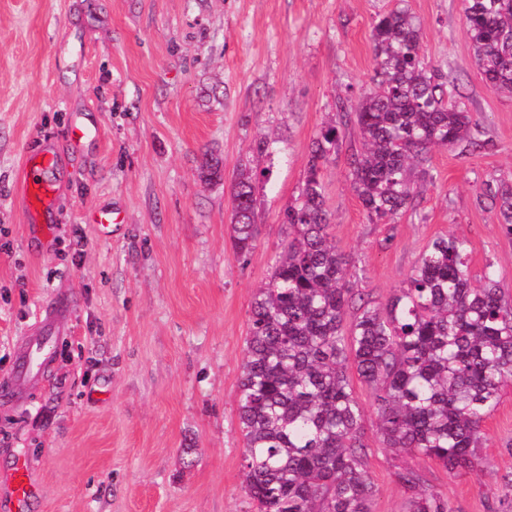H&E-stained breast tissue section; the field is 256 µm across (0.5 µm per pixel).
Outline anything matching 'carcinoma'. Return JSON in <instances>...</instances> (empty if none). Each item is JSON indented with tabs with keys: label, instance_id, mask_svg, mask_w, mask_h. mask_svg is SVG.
I'll return each instance as SVG.
<instances>
[{
	"label": "carcinoma",
	"instance_id": "cac0c4a2",
	"mask_svg": "<svg viewBox=\"0 0 512 512\" xmlns=\"http://www.w3.org/2000/svg\"><path fill=\"white\" fill-rule=\"evenodd\" d=\"M463 34L487 86L512 93V0H465ZM421 40L406 8L373 25L377 80L357 103L338 100L339 120L313 139L304 185L283 213L290 237L254 296L238 419L243 490L257 512H373L351 367L373 390L382 447L428 457L450 475L487 474L482 423L512 379V295L489 270L474 284L466 240L442 235L405 287L370 305L333 242L321 179L354 125V191L372 222L388 224L414 208L412 166L434 148L480 145L476 120L425 64ZM255 180L246 165L233 185L234 244L244 259L257 240ZM485 193L512 238V184H488ZM396 478L411 491L402 512H453L419 471L405 467Z\"/></svg>",
	"mask_w": 512,
	"mask_h": 512
}]
</instances>
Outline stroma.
<instances>
[{"instance_id":"1","label":"stroma","mask_w":512,"mask_h":512,"mask_svg":"<svg viewBox=\"0 0 512 512\" xmlns=\"http://www.w3.org/2000/svg\"><path fill=\"white\" fill-rule=\"evenodd\" d=\"M402 7L421 23L425 63L454 83L487 145L432 150L415 209L393 224L368 220L340 151L322 170L336 246L375 306L448 233L467 240L473 276L492 269L512 293V239L484 194L512 182V95L491 91L475 66L463 0H0V375L46 300L72 304L48 376L0 405L1 502L24 460L39 489L29 512H255L238 425L254 293L288 240L282 214L312 140L338 120V99L372 87V27ZM75 123L87 131L77 141ZM265 136L271 173L256 180L258 236L243 259L231 184ZM47 143L64 160L48 176L59 232L39 241L17 181ZM208 154L223 178L202 180ZM103 208L117 217L108 237L95 222ZM351 384L375 512H400L403 466L453 512H512V380L482 425L483 478L381 447L373 393Z\"/></svg>"}]
</instances>
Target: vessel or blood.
Masks as SVG:
<instances>
[{"label": "vessel or blood", "mask_w": 512, "mask_h": 512, "mask_svg": "<svg viewBox=\"0 0 512 512\" xmlns=\"http://www.w3.org/2000/svg\"><path fill=\"white\" fill-rule=\"evenodd\" d=\"M59 165L58 155L49 148L42 149L38 156L26 159L20 188L29 213L50 206L53 186L45 175ZM69 310L70 301L65 297L53 298L44 304L42 316L16 347L13 368L0 377L1 401L13 403L23 399L26 392L41 380L49 362L47 344L67 333ZM35 493L36 486L31 480L27 463L16 462L13 468L11 512H28Z\"/></svg>", "instance_id": "obj_1"}]
</instances>
